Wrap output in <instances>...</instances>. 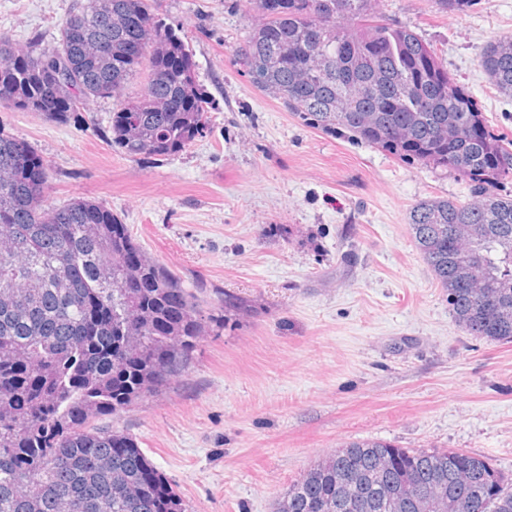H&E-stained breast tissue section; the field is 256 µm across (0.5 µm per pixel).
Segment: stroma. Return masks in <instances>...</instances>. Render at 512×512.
I'll use <instances>...</instances> for the list:
<instances>
[{
    "mask_svg": "<svg viewBox=\"0 0 512 512\" xmlns=\"http://www.w3.org/2000/svg\"><path fill=\"white\" fill-rule=\"evenodd\" d=\"M74 2L0 0V36L56 42ZM149 4L186 38L210 98L186 149L124 156L109 99L65 124L0 108V128L49 164L47 204H103L198 288L203 332L184 373L94 425L132 436L185 512H274L316 460L362 439L461 450L512 479V343L458 327L408 224L417 201L467 200L470 184L307 127L252 85L233 53L257 18L242 0ZM372 8L427 42L512 140V98L478 63L512 37V0L457 15L433 0Z\"/></svg>",
    "mask_w": 512,
    "mask_h": 512,
    "instance_id": "1",
    "label": "stroma"
}]
</instances>
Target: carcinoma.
Segmentation results:
<instances>
[{"label":"carcinoma","instance_id":"1","mask_svg":"<svg viewBox=\"0 0 512 512\" xmlns=\"http://www.w3.org/2000/svg\"><path fill=\"white\" fill-rule=\"evenodd\" d=\"M258 21L235 56L251 83L307 126L348 133L402 161L450 169L473 196L425 199L408 215L416 249L472 336L512 342V140L487 125L470 92L405 26L370 14L371 0H246ZM139 43L140 55L122 52ZM185 41L147 0L79 3L53 45L0 37V108L62 122L115 102L112 143L133 159L176 154L200 135L209 98ZM479 66L512 97V39L487 42ZM145 74L144 91L125 95ZM183 105L170 110L167 101ZM48 164L0 129V512H183L182 500L137 442L89 420L128 407L186 368L200 336L197 295L148 256L104 205L45 204ZM386 465L390 481L467 484L460 512H512V482L454 449L352 441L290 484L275 512H354L338 474ZM363 512H390L367 488Z\"/></svg>","mask_w":512,"mask_h":512}]
</instances>
